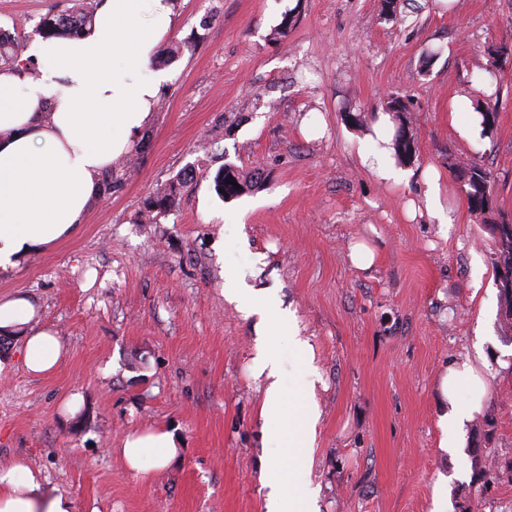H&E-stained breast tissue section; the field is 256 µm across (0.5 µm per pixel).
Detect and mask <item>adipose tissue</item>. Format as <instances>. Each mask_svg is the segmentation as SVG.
<instances>
[{
	"label": "adipose tissue",
	"instance_id": "1",
	"mask_svg": "<svg viewBox=\"0 0 512 512\" xmlns=\"http://www.w3.org/2000/svg\"><path fill=\"white\" fill-rule=\"evenodd\" d=\"M173 29L172 0H101L89 33L35 38L27 50L30 67L0 68V268L69 238L82 224L100 193V176L138 139L155 108L167 75L151 61ZM14 333L29 373L56 370L62 341L40 326L36 305L21 294L0 297V334ZM291 344L306 398L300 411L290 407L279 353L268 346L253 360V377L264 390L260 417L280 450L261 474L270 489L265 510L320 512L317 489L293 466L318 435L314 352L299 332H292ZM479 381L466 361L441 377L450 404L442 429L462 426L456 390ZM121 452L126 466L141 474L166 465L178 448L170 432L157 428L128 434ZM0 512H74V503L20 459L0 466Z\"/></svg>",
	"mask_w": 512,
	"mask_h": 512
}]
</instances>
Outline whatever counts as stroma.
I'll list each match as a JSON object with an SVG mask.
<instances>
[{
    "label": "stroma",
    "mask_w": 512,
    "mask_h": 512,
    "mask_svg": "<svg viewBox=\"0 0 512 512\" xmlns=\"http://www.w3.org/2000/svg\"><path fill=\"white\" fill-rule=\"evenodd\" d=\"M158 47L166 71L153 118L105 177L77 233L0 269V295L25 293L65 347L57 370L30 375L0 353V466L25 458L74 512H264L260 476L276 459L248 366L270 343L293 409L298 361L287 323L264 334L224 297L236 271L297 318L321 377L315 448L301 459L323 512H435L439 500L512 512V330L500 320L494 227L512 224V0H174ZM72 0H0V28L21 43ZM433 50V61L424 53ZM499 96L497 136L466 140L467 108ZM409 108L417 151L394 184L359 157L379 138L387 96ZM367 113L355 128L347 112ZM492 178L491 206L470 209L455 163ZM258 176L226 200L224 165ZM192 169L172 208L143 221L146 200ZM440 175L448 225L423 191ZM374 250L355 268L350 247ZM470 360L486 393L462 447L442 448L441 376ZM81 395L73 417L61 407ZM165 427L183 453L138 475L128 433ZM226 169L233 170V174H232L231 178L233 181L237 182V184H239L241 186V189L235 188V186H233V184H228L226 181L224 182V178L226 179V175L224 177V170L226 171ZM254 186L255 185L253 184V181L250 184V182H247L246 179H242L238 170L230 164L224 165V168L221 171H219V173L216 175L215 180H214L215 191H216L217 195L223 199L239 196L242 193L246 192L247 190H250ZM232 187L234 188V191H235L234 194H231V192H230V189ZM219 189H223V193H220Z\"/></svg>",
    "instance_id": "obj_1"
}]
</instances>
